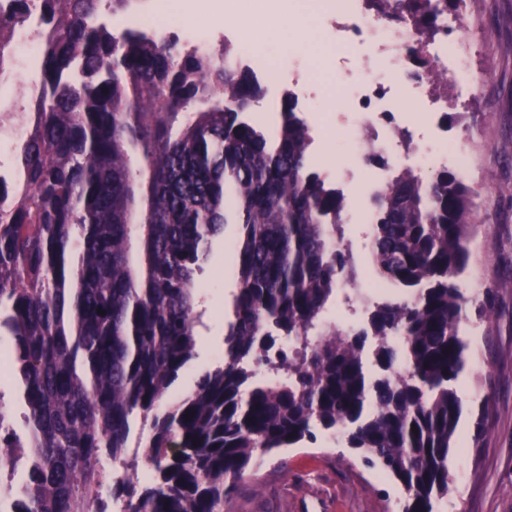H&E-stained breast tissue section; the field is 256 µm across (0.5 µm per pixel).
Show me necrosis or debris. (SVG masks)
<instances>
[{"mask_svg": "<svg viewBox=\"0 0 512 512\" xmlns=\"http://www.w3.org/2000/svg\"><path fill=\"white\" fill-rule=\"evenodd\" d=\"M277 14L288 15L298 30H305L304 13L317 15L327 30L323 64L301 66L302 47L259 50L234 38V61L249 68L266 88L262 112L275 122L284 89H292L319 142L345 144L357 151L363 139L378 144L390 165L434 167L451 161L463 171L472 167L469 140L449 146L448 133L439 124L447 109L467 111L473 96L471 81L481 45L482 24L467 8L441 14L436 33L422 40L411 20L394 25L381 21L371 0H272ZM43 42L35 26L13 33L11 67L33 81L34 63ZM330 74L343 94L344 116L318 111L317 96L325 94L321 74ZM440 74L455 89L452 100L435 97L433 74ZM415 112H408V105Z\"/></svg>", "mask_w": 512, "mask_h": 512, "instance_id": "4bbe7bcc", "label": "necrosis or debris"}]
</instances>
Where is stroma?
I'll return each instance as SVG.
<instances>
[{
    "mask_svg": "<svg viewBox=\"0 0 512 512\" xmlns=\"http://www.w3.org/2000/svg\"><path fill=\"white\" fill-rule=\"evenodd\" d=\"M482 16V61L475 73L473 111L448 110L442 122L449 139L472 136L474 169L462 181L477 192L463 283L495 290L493 317L468 309L460 334L467 364L459 378L465 412L451 459L452 499L442 512H512V28L499 26L512 0H476ZM234 225H227L199 277L208 312L194 359L176 382L191 389L200 370L224 351V308L235 286ZM397 484L368 468L326 437L265 457L240 483L224 512H400Z\"/></svg>",
    "mask_w": 512,
    "mask_h": 512,
    "instance_id": "1",
    "label": "stroma"
}]
</instances>
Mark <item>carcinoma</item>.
Listing matches in <instances>:
<instances>
[{
	"label": "carcinoma",
	"instance_id": "1",
	"mask_svg": "<svg viewBox=\"0 0 512 512\" xmlns=\"http://www.w3.org/2000/svg\"><path fill=\"white\" fill-rule=\"evenodd\" d=\"M130 0H17L0 50L39 7L37 99L0 180V335L12 337L29 439L0 413V461L24 479L9 512H224L259 458L342 434L392 477L401 512H436L464 405L459 287L474 193L453 173L394 175L371 201V257L400 295L359 329L322 326L362 272L343 194L307 164L292 93L275 134L247 119L265 97L231 49L105 20ZM462 0H408L419 34ZM236 226L237 290L223 361L167 400L194 358L197 278ZM295 352L280 354L277 343ZM149 429L130 451L135 424ZM120 464L109 499L105 464Z\"/></svg>",
	"mask_w": 512,
	"mask_h": 512
}]
</instances>
